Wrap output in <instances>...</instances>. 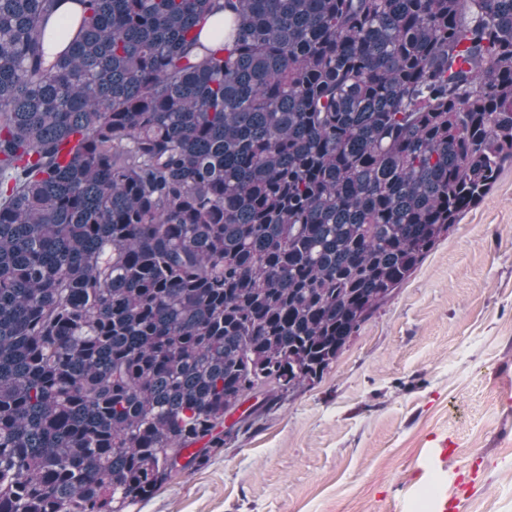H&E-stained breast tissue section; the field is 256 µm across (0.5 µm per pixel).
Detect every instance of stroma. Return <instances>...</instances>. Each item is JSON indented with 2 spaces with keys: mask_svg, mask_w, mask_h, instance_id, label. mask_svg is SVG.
<instances>
[{
  "mask_svg": "<svg viewBox=\"0 0 512 512\" xmlns=\"http://www.w3.org/2000/svg\"><path fill=\"white\" fill-rule=\"evenodd\" d=\"M443 434L458 512H512L511 161L319 380L128 512H434Z\"/></svg>",
  "mask_w": 512,
  "mask_h": 512,
  "instance_id": "1",
  "label": "stroma"
}]
</instances>
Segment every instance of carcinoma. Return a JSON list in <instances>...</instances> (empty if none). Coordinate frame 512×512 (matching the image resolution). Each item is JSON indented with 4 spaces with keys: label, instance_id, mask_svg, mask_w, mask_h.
Here are the masks:
<instances>
[{
    "label": "carcinoma",
    "instance_id": "1",
    "mask_svg": "<svg viewBox=\"0 0 512 512\" xmlns=\"http://www.w3.org/2000/svg\"><path fill=\"white\" fill-rule=\"evenodd\" d=\"M507 159L512 0H0V512L207 464Z\"/></svg>",
    "mask_w": 512,
    "mask_h": 512
}]
</instances>
